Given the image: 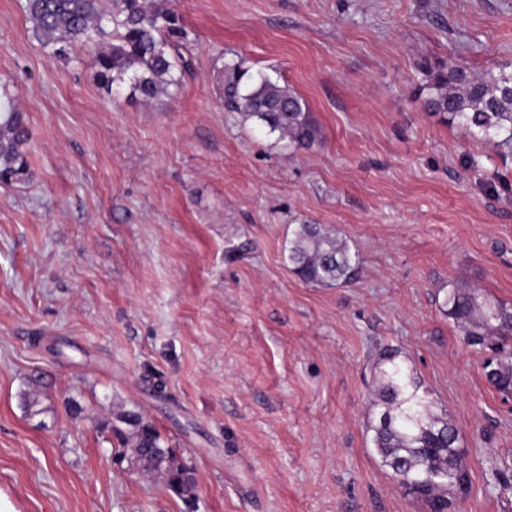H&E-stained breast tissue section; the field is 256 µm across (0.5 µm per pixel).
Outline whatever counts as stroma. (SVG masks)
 <instances>
[{
  "mask_svg": "<svg viewBox=\"0 0 512 512\" xmlns=\"http://www.w3.org/2000/svg\"><path fill=\"white\" fill-rule=\"evenodd\" d=\"M172 4L190 65L145 101L107 94L90 51L49 58L24 0H0L32 172L0 183V493L16 512H427L370 442L392 353L462 433L448 512H512V401L441 309L462 282L512 304V163L422 105L426 68L512 70V0ZM228 60L302 95L320 142L225 111ZM300 224L345 239L357 280L303 281ZM123 408L192 500L122 460ZM110 427L112 435L126 450L131 462L141 470L161 472L168 486L180 497L191 498L196 487L192 470L179 460L172 448L165 446L158 430L145 422L136 410H124ZM144 448H152L150 454Z\"/></svg>",
  "mask_w": 512,
  "mask_h": 512,
  "instance_id": "obj_1",
  "label": "stroma"
}]
</instances>
